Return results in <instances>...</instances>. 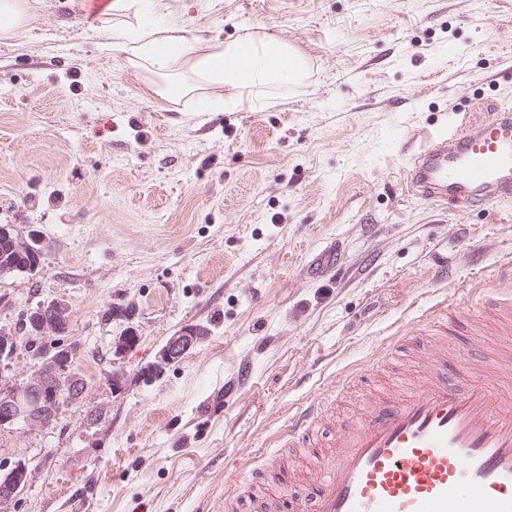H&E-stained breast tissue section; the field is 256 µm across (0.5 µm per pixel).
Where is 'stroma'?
I'll return each mask as SVG.
<instances>
[{
  "label": "stroma",
  "mask_w": 512,
  "mask_h": 512,
  "mask_svg": "<svg viewBox=\"0 0 512 512\" xmlns=\"http://www.w3.org/2000/svg\"><path fill=\"white\" fill-rule=\"evenodd\" d=\"M28 2L0 39V224L44 260L0 278V326L65 299L87 396L0 428V463L32 469L11 512H224L302 405L352 424L423 376L434 312L459 311L470 357L512 347L485 307L512 282V200L431 205L402 179L430 133L512 108V0H167L191 34L306 63L217 112L144 94L100 48L103 0ZM187 326L202 339L145 376Z\"/></svg>",
  "instance_id": "stroma-1"
}]
</instances>
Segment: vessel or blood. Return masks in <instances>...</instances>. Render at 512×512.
Listing matches in <instances>:
<instances>
[{"label": "vessel or blood", "instance_id": "1", "mask_svg": "<svg viewBox=\"0 0 512 512\" xmlns=\"http://www.w3.org/2000/svg\"><path fill=\"white\" fill-rule=\"evenodd\" d=\"M404 183L431 204L511 200L512 111L429 140L409 159ZM454 325L448 308L426 325L440 359ZM466 371L464 388L442 367L415 391L381 392L355 425H337L322 400L294 413L287 446L323 456L326 474L302 499L291 492L287 455L274 456L251 491L256 512H512V392L491 389L476 365ZM325 424L339 428L326 450L314 439Z\"/></svg>", "mask_w": 512, "mask_h": 512}]
</instances>
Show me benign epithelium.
<instances>
[{
	"mask_svg": "<svg viewBox=\"0 0 512 512\" xmlns=\"http://www.w3.org/2000/svg\"><path fill=\"white\" fill-rule=\"evenodd\" d=\"M0 241L8 244L11 251L19 256L36 251L38 245L32 237L23 239L16 235L11 224L0 225ZM69 325V307L63 299L52 300L25 315L27 335L43 341L60 335L61 328ZM200 336L202 332L199 329L185 327L169 337L150 372H159L180 359L199 342ZM16 350V332L0 327L1 369L10 366ZM72 362V348L62 347L53 357L37 363L25 382L6 389L1 387L0 426L20 424L27 428H45L57 417L61 397L85 398L86 387L70 374ZM30 476L29 464L24 460L0 466V512H11V505L28 485Z\"/></svg>",
	"mask_w": 512,
	"mask_h": 512,
	"instance_id": "benign-epithelium-1",
	"label": "benign epithelium"
}]
</instances>
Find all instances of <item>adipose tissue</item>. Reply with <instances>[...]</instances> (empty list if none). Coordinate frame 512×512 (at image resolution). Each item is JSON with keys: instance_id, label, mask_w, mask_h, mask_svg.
Segmentation results:
<instances>
[{"instance_id": "obj_1", "label": "adipose tissue", "mask_w": 512, "mask_h": 512, "mask_svg": "<svg viewBox=\"0 0 512 512\" xmlns=\"http://www.w3.org/2000/svg\"><path fill=\"white\" fill-rule=\"evenodd\" d=\"M132 7V0H109L104 47L123 53L146 91L161 101L187 96L205 109L244 100L258 106L261 87L295 83L305 73L304 61L279 39L190 37L175 25L145 23Z\"/></svg>"}]
</instances>
